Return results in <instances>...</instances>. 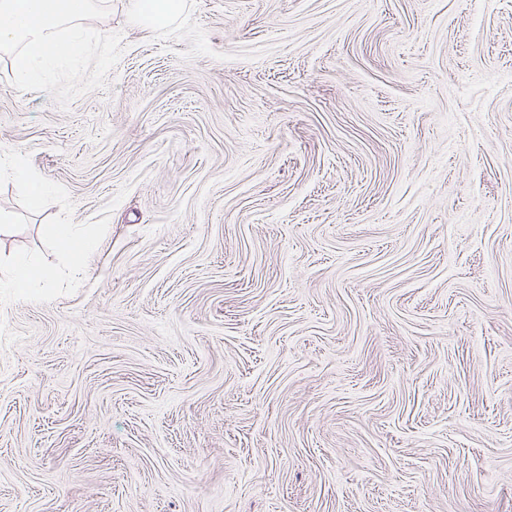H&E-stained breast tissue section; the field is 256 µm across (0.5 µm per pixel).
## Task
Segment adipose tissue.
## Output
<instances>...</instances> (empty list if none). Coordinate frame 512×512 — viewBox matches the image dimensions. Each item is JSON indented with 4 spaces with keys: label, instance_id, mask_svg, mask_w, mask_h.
I'll use <instances>...</instances> for the list:
<instances>
[{
    "label": "adipose tissue",
    "instance_id": "obj_1",
    "mask_svg": "<svg viewBox=\"0 0 512 512\" xmlns=\"http://www.w3.org/2000/svg\"><path fill=\"white\" fill-rule=\"evenodd\" d=\"M64 0H0V50L23 46L18 69L20 82L37 83L43 68L80 55L84 43L80 33L62 38L58 28L66 17ZM41 264L33 255L17 256L9 269L0 271V289L22 293L41 279Z\"/></svg>",
    "mask_w": 512,
    "mask_h": 512
}]
</instances>
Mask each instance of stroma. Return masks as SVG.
<instances>
[{"label": "stroma", "mask_w": 512, "mask_h": 512, "mask_svg": "<svg viewBox=\"0 0 512 512\" xmlns=\"http://www.w3.org/2000/svg\"><path fill=\"white\" fill-rule=\"evenodd\" d=\"M90 8L0 51V512H512V0ZM128 14L137 21L154 20L164 16L173 20L184 4L176 0H128ZM11 172L12 175L24 183L30 189V195L36 200H41L45 195L48 194L49 186L46 182L33 176L25 167L23 162L19 158H14L11 161ZM56 242L67 256L71 270L82 272L87 256L96 248V241L80 234L75 224H59L55 230ZM40 260L34 255L17 256L9 269L5 272L0 270L1 290L22 293L28 291L41 280Z\"/></svg>", "instance_id": "stroma-1"}]
</instances>
